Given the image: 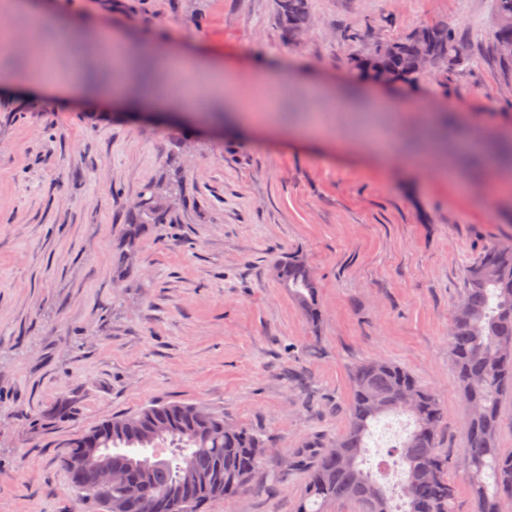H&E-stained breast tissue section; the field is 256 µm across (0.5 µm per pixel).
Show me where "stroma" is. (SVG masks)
<instances>
[{
  "label": "stroma",
  "mask_w": 512,
  "mask_h": 512,
  "mask_svg": "<svg viewBox=\"0 0 512 512\" xmlns=\"http://www.w3.org/2000/svg\"><path fill=\"white\" fill-rule=\"evenodd\" d=\"M30 26L0 0V71L30 50L59 88H0V512H98L60 467L65 443L155 403L200 405L256 430L266 477L208 512H295L314 450L348 427L349 371L376 359L439 399L440 447L461 456L465 404L448 327L469 267L512 240V194L494 176L459 185L437 168L369 155L363 116L407 152L426 112L452 142L512 128V61L493 37V0H310L312 29L283 41L277 0H59ZM451 24L463 56L412 86L359 82L350 63L415 28ZM128 46L195 43L232 61L238 104L274 102L290 128L315 119L322 145L224 129L206 71H176L211 124L152 118L99 98L110 78L99 28ZM287 70L275 92L262 68ZM171 221L140 224L129 264L115 257L137 205L159 184ZM303 256L323 312L311 327L274 269Z\"/></svg>",
  "instance_id": "obj_1"
}]
</instances>
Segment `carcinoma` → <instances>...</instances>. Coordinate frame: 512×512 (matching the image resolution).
Segmentation results:
<instances>
[{"instance_id": "1", "label": "carcinoma", "mask_w": 512, "mask_h": 512, "mask_svg": "<svg viewBox=\"0 0 512 512\" xmlns=\"http://www.w3.org/2000/svg\"><path fill=\"white\" fill-rule=\"evenodd\" d=\"M495 42H512V0H495ZM278 25L291 43L310 21L309 0H278ZM441 34L431 45L435 65L451 67L463 45L446 22L422 26L405 37L377 47L353 62L364 82L381 73L412 85L427 36ZM499 166L512 171V134L494 144ZM146 223L164 224L168 215L154 198L139 202ZM279 282L308 321L321 320L317 283L307 262L292 256L279 263ZM512 241L483 250L469 268L466 288L454 306L449 349L467 405L462 457L476 512H509L512 507V450L497 446L500 426L499 399L512 392ZM351 399L349 425L336 437L335 454L320 450L308 474L305 494L296 512H323L332 501L357 504L361 512H394L392 498L364 470L365 437L371 426L390 413H407L414 429L402 442L407 465L402 482V512H454V487L448 480V457L439 448L438 431L443 409L436 395L404 367L386 360H366L349 371ZM169 443L171 456L161 458L146 450ZM266 442L252 429L237 425L203 407L160 403L133 414L107 419L71 440L59 463L72 485L93 500L101 512H199L201 506L251 490L262 457L253 453ZM100 451L114 467L128 471L142 487L153 511L125 499L123 489L103 493L97 486Z\"/></svg>"}]
</instances>
